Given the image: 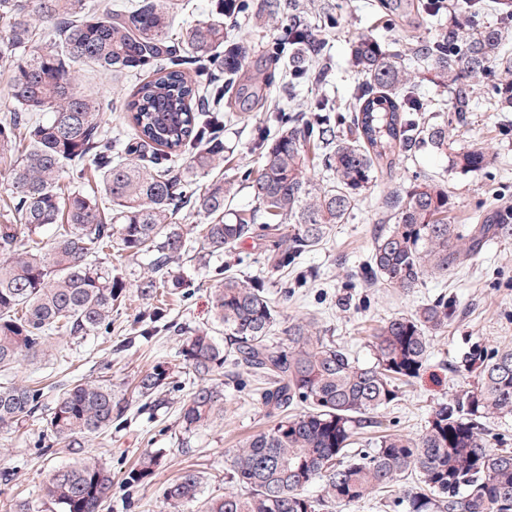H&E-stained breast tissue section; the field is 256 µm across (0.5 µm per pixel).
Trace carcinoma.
Segmentation results:
<instances>
[{
	"instance_id": "obj_1",
	"label": "carcinoma",
	"mask_w": 512,
	"mask_h": 512,
	"mask_svg": "<svg viewBox=\"0 0 512 512\" xmlns=\"http://www.w3.org/2000/svg\"><path fill=\"white\" fill-rule=\"evenodd\" d=\"M226 2L216 0L211 16L176 36L174 0L121 9L99 0H0V68L12 105L0 116V158L9 160L0 180L11 203L9 223L0 224V250L8 254L0 263V369L48 355L54 334L82 338L109 328L112 309L131 290L152 299L162 288L181 287L172 265L194 237L211 254L259 241L268 266L288 269L346 223L363 194L392 178L401 160L424 143L448 145L484 80L495 78L500 99L512 105V58L498 27L455 23L406 54L360 34L351 51L361 78L353 100L345 108L329 99L311 106L291 95L268 108L276 128L262 137L261 167L244 173L255 207L229 212L234 182L191 187L224 160V120L267 108L272 74L249 63L251 26L236 21L228 37L224 18L234 13ZM284 20L298 41L288 72L321 77V39L302 12L284 18L270 0L256 16L258 25ZM39 22L57 33L50 47L35 41ZM404 54L451 87L455 118L425 115L415 97L417 69ZM81 63L135 78L121 104L125 136H110L105 103L86 97L69 77ZM342 108L351 117L338 137L330 114ZM490 161L484 148L471 147L452 167L479 175ZM87 162L100 175L97 194L79 187ZM312 166L326 172L319 186L309 177ZM65 179L76 184L68 193ZM188 210L205 223H180ZM383 221L361 278L403 294L465 266L487 242L512 237L501 210L479 224L452 223L448 190L434 181L392 190ZM47 226L55 238L43 250L35 238ZM112 247L150 257L139 279L112 274L104 262ZM211 303L223 342L198 329L179 348L197 380L181 408L184 429L204 428L224 412L227 364L264 378L258 404L275 420L227 455L231 488L224 495L204 497L205 476L187 468L164 487L163 512L194 503L198 512H326L354 507L404 476L412 482L398 487L395 512H512V448L481 433L483 423L512 416V349L470 359L480 368L476 386L435 409L419 435L385 433L370 449L352 450L358 430L378 423L397 397L398 383L420 374L433 335L456 314L453 302L440 298L381 321L369 364L327 340L311 319H290L284 337L275 336L279 311L259 278H221ZM141 322L142 335L151 336L167 325L166 310L155 306ZM170 379V368L157 363L137 378L133 396L148 399ZM41 397L36 387L0 386V427L32 419L79 448L128 407L103 376L65 386L46 410ZM160 462V452H144L125 484L150 482ZM113 487L111 470L84 456L53 469L41 497L63 512H101Z\"/></svg>"
}]
</instances>
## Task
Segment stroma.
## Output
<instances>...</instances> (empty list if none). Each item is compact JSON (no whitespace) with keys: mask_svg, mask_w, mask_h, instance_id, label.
<instances>
[{"mask_svg":"<svg viewBox=\"0 0 512 512\" xmlns=\"http://www.w3.org/2000/svg\"><path fill=\"white\" fill-rule=\"evenodd\" d=\"M296 1L307 8L306 20L323 43L329 71L325 79L299 81L280 73L268 93L281 99L291 92L309 103L322 98L343 103L351 98L359 84L350 65L355 35L370 34L386 47L401 49L432 39L451 21L448 10L423 11L424 0H414L420 11L408 19L384 10L381 0ZM70 76L83 94L93 98L123 96L132 84L130 77L88 66L75 67ZM267 121V112L261 110L248 121L225 123L226 160L197 179L201 185L219 177L235 181L232 208L254 204L239 176L241 170L260 165L262 153L254 138ZM481 144L489 147L492 159L477 177L449 168L445 153L420 147L399 165L393 179L379 180L364 194L347 223L337 225L323 245L303 255L287 273L267 269L260 249L250 242L220 256L189 252L174 267L184 288L174 295L164 290L158 294L167 309V330L140 336L139 317L152 303L132 293L113 309L110 332L83 340L53 336L50 344L58 349L57 357L22 361L0 372V384L40 382L49 405L61 385L105 375L119 393L128 395L140 372L167 362L172 380L156 399L133 401L110 431L84 441L83 454L98 457L112 471L114 489L103 512H160L163 487L188 467L204 471L205 496L223 495L226 454L270 420L257 402V381L246 368L236 367L224 383L223 416L195 431H185L181 424V405L192 390L193 378L178 349L188 331L213 327L210 294L220 267L244 280L264 278L282 318H314L329 340L363 363L373 360L370 336L378 321L412 311L440 295L454 299L455 319L434 337L425 368L416 379L401 384L382 419L384 430L420 434L440 404L476 384L477 371L465 365L471 353L512 346V239L490 242L467 267L445 278L428 279L408 294L363 282L360 268L370 255L374 229L393 184L407 186L427 178L442 181L458 224L476 223L486 211L512 205V112L499 111L497 92L489 84L483 87L475 111L467 113L456 130L451 147L461 151ZM283 280L288 283L284 289L279 286ZM147 450L163 455L153 481L126 486L127 473ZM72 458L71 449L57 445L42 427L25 422L0 428V512H56L41 498L39 487L52 469Z\"/></svg>","mask_w":512,"mask_h":512,"instance_id":"obj_1","label":"stroma"}]
</instances>
